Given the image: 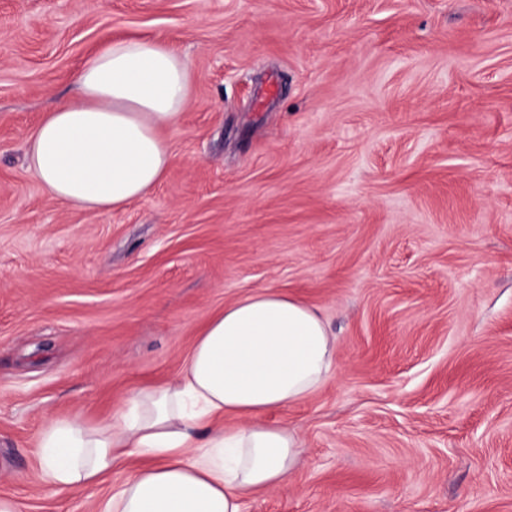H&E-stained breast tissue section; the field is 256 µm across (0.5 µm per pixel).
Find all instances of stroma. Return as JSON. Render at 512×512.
Masks as SVG:
<instances>
[{"instance_id": "stroma-1", "label": "stroma", "mask_w": 512, "mask_h": 512, "mask_svg": "<svg viewBox=\"0 0 512 512\" xmlns=\"http://www.w3.org/2000/svg\"><path fill=\"white\" fill-rule=\"evenodd\" d=\"M135 35L194 73L168 175L46 196L30 135ZM266 288L336 368L267 415L303 452L243 512H512V0H0V497L93 512L40 480L47 418L110 419Z\"/></svg>"}]
</instances>
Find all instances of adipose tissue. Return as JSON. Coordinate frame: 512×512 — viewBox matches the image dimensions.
<instances>
[{
  "label": "adipose tissue",
  "mask_w": 512,
  "mask_h": 512,
  "mask_svg": "<svg viewBox=\"0 0 512 512\" xmlns=\"http://www.w3.org/2000/svg\"><path fill=\"white\" fill-rule=\"evenodd\" d=\"M192 79L186 58L148 36L87 58L73 97L30 138L28 168L42 191L90 212L152 193L171 168L164 133L179 125ZM335 359L317 310L275 289L251 293L209 318L176 378L135 390L110 421L48 419L37 438L42 480L106 485L115 464L134 459L95 512H242L248 494L285 482L301 452L299 434L265 415L309 397Z\"/></svg>",
  "instance_id": "obj_1"
}]
</instances>
